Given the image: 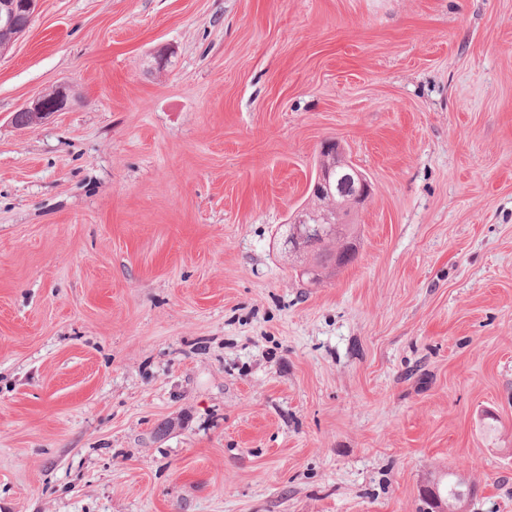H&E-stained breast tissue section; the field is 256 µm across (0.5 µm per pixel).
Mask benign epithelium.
Here are the masks:
<instances>
[{
  "mask_svg": "<svg viewBox=\"0 0 512 512\" xmlns=\"http://www.w3.org/2000/svg\"><path fill=\"white\" fill-rule=\"evenodd\" d=\"M37 6L38 0H0V34L6 35L5 41H0V56L25 33ZM70 99V87L61 84L51 92L35 97L20 110L32 126L65 111ZM309 190L311 198L321 202V211L305 208L297 212L293 219L297 224L294 242L287 244L290 259L301 257L316 240L335 236L343 223L345 208L363 206L372 194V185L344 158L340 142L331 139L321 145L317 172Z\"/></svg>",
  "mask_w": 512,
  "mask_h": 512,
  "instance_id": "1",
  "label": "benign epithelium"
}]
</instances>
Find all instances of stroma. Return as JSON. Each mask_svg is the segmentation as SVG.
Here are the masks:
<instances>
[{
    "mask_svg": "<svg viewBox=\"0 0 512 512\" xmlns=\"http://www.w3.org/2000/svg\"><path fill=\"white\" fill-rule=\"evenodd\" d=\"M328 139L373 194L314 284L280 232ZM450 468L512 512V0H40L0 56V512H420ZM71 99V89L60 84L51 92L41 94L20 107V111L28 117V127L40 123L48 117L67 109Z\"/></svg>",
    "mask_w": 512,
    "mask_h": 512,
    "instance_id": "obj_1",
    "label": "stroma"
}]
</instances>
